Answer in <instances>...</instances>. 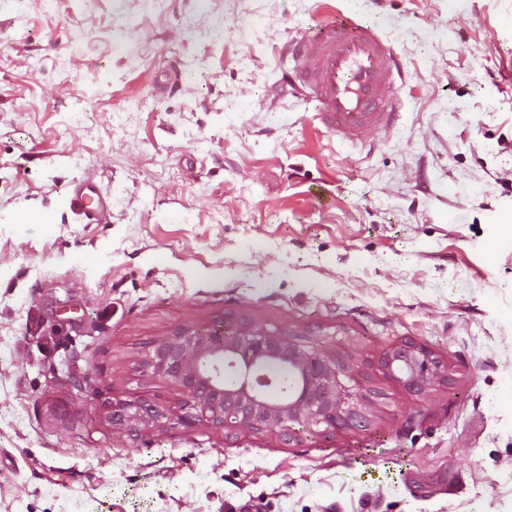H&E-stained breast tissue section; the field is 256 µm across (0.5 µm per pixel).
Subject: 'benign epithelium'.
<instances>
[{
	"label": "benign epithelium",
	"mask_w": 512,
	"mask_h": 512,
	"mask_svg": "<svg viewBox=\"0 0 512 512\" xmlns=\"http://www.w3.org/2000/svg\"><path fill=\"white\" fill-rule=\"evenodd\" d=\"M143 366L187 393L190 412L172 419L147 398L105 400L112 427L134 448L164 420L272 432L286 445L305 432L328 437L364 431L383 398L375 388L354 386V366L339 354L302 343L277 327L222 319L205 332L195 326L174 329L152 343ZM378 370L417 395L449 381L440 358L411 341L387 348Z\"/></svg>",
	"instance_id": "obj_1"
}]
</instances>
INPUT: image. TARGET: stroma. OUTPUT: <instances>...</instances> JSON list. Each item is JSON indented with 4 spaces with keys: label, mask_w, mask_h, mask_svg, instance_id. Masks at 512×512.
<instances>
[{
    "label": "stroma",
    "mask_w": 512,
    "mask_h": 512,
    "mask_svg": "<svg viewBox=\"0 0 512 512\" xmlns=\"http://www.w3.org/2000/svg\"><path fill=\"white\" fill-rule=\"evenodd\" d=\"M342 12L406 64L359 149L278 84ZM101 189L87 223L69 186ZM36 203L48 224H20ZM512 0H0V512H512ZM290 331L382 391L367 431L162 426L95 397L188 396L141 363L218 318ZM449 384L376 369L400 341ZM378 370L407 391L421 395L448 384V367L428 348L411 341L392 344L379 357Z\"/></svg>",
    "instance_id": "1"
}]
</instances>
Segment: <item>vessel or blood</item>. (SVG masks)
<instances>
[{"label": "vessel or blood", "instance_id": "b4317fda", "mask_svg": "<svg viewBox=\"0 0 512 512\" xmlns=\"http://www.w3.org/2000/svg\"><path fill=\"white\" fill-rule=\"evenodd\" d=\"M287 53L282 82L315 101L317 119L339 142L363 147L371 132L396 127L402 102L393 84L404 75L403 63L375 28L341 14L293 37ZM70 196L87 219H104L96 183L78 181Z\"/></svg>", "mask_w": 512, "mask_h": 512}]
</instances>
